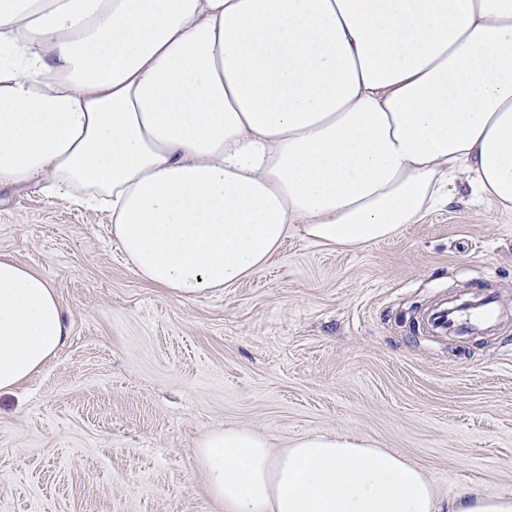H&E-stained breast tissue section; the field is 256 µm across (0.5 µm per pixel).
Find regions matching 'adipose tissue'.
<instances>
[{
  "instance_id": "ef3b65f1",
  "label": "adipose tissue",
  "mask_w": 512,
  "mask_h": 512,
  "mask_svg": "<svg viewBox=\"0 0 512 512\" xmlns=\"http://www.w3.org/2000/svg\"><path fill=\"white\" fill-rule=\"evenodd\" d=\"M466 182L512 213V0H0V188L104 208L146 282L185 300L288 235L360 250ZM67 334L0 256V394ZM225 512H437L401 457L342 435L197 448Z\"/></svg>"
}]
</instances>
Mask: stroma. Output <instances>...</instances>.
Instances as JSON below:
<instances>
[{
    "instance_id": "35a3bbf8",
    "label": "stroma",
    "mask_w": 512,
    "mask_h": 512,
    "mask_svg": "<svg viewBox=\"0 0 512 512\" xmlns=\"http://www.w3.org/2000/svg\"><path fill=\"white\" fill-rule=\"evenodd\" d=\"M0 255L55 289L69 335L0 395V512H224L195 450L250 428L284 449L363 437L421 469L439 507L512 496V214L467 184L357 250L290 235L259 273L197 301L146 284L106 213L0 189ZM496 294L475 334L433 337L440 299Z\"/></svg>"
}]
</instances>
